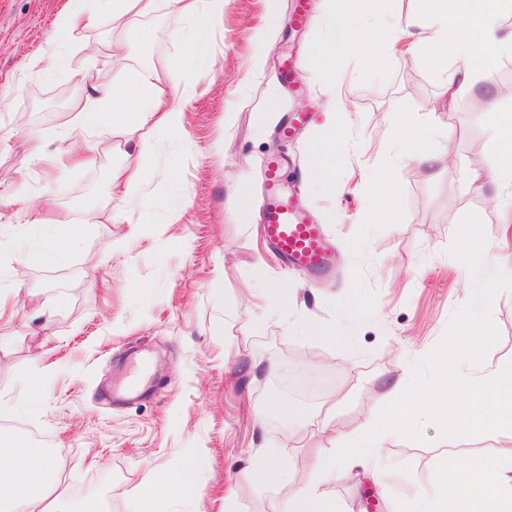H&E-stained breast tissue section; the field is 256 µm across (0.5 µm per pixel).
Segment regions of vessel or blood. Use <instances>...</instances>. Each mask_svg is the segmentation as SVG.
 Wrapping results in <instances>:
<instances>
[{"label": "vessel or blood", "instance_id": "b4317fda", "mask_svg": "<svg viewBox=\"0 0 512 512\" xmlns=\"http://www.w3.org/2000/svg\"><path fill=\"white\" fill-rule=\"evenodd\" d=\"M281 157L265 162V190L262 204L264 234L287 268L309 276L327 274L331 257L322 225L310 222L293 204L279 172Z\"/></svg>", "mask_w": 512, "mask_h": 512}]
</instances>
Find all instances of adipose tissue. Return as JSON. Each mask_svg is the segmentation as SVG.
Here are the masks:
<instances>
[{
	"label": "adipose tissue",
	"mask_w": 512,
	"mask_h": 512,
	"mask_svg": "<svg viewBox=\"0 0 512 512\" xmlns=\"http://www.w3.org/2000/svg\"><path fill=\"white\" fill-rule=\"evenodd\" d=\"M117 26L171 9L181 10L189 20L186 30H170L166 36L185 46L183 62L203 57L209 32L224 18L225 0H100ZM422 16H408L400 28L403 36L425 43L431 67L444 74V92L437 106L445 111L464 88H474L477 76L493 60L512 54V0H422ZM135 52L127 41L113 42L109 60L118 77L111 85L87 83L78 109L94 117L106 130L125 136L122 160L111 170L112 197L129 201L149 175L152 148L164 132L183 126L181 109L170 104V88L156 72L127 68ZM459 67L449 69V58ZM342 98H335L324 113V139L315 149L312 169L320 185L336 166L334 141L337 115L344 112ZM489 121L497 148L470 170L478 192H490L498 206L512 208V114L490 109ZM82 227L45 220L39 237L28 241L26 251L43 261L66 258L78 244ZM340 457L319 461L313 473L291 479L277 463L267 462L258 471L266 482L293 481L294 490L282 512H340L335 499L323 488L324 474L336 472L339 462H374L381 455L373 423L339 436ZM201 458L194 457L172 472L153 474L128 492L133 512H157L161 499L193 498L199 493L197 473ZM440 482L423 495L427 512H512V455L481 463L446 454L437 461ZM0 512H72L70 496L61 488L58 471L49 455L30 441L0 448Z\"/></svg>",
	"instance_id": "adipose-tissue-1"
}]
</instances>
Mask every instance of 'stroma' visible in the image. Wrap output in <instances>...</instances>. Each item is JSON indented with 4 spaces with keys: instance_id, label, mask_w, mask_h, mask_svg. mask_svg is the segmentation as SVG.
I'll return each mask as SVG.
<instances>
[{
    "instance_id": "1",
    "label": "stroma",
    "mask_w": 512,
    "mask_h": 512,
    "mask_svg": "<svg viewBox=\"0 0 512 512\" xmlns=\"http://www.w3.org/2000/svg\"><path fill=\"white\" fill-rule=\"evenodd\" d=\"M69 0H0V226L55 217L84 227L77 248L59 263L0 253V278L21 285L15 317L0 327V443L24 437L46 448L73 503L127 512L128 491L149 474L200 454L198 497L163 503L162 512H280L292 484L264 483L251 469L268 448H288L295 474L335 454V436L376 420L391 382L444 337L453 313L471 296L466 267L448 249L461 218L485 227L486 268L512 274L504 214L474 193L465 173L491 155L484 89L502 90L512 110V55L480 76L481 91H461L424 130L425 148L448 158L438 177L398 152V116L426 114L442 79L423 47L396 39L392 23L414 0H389L385 15L364 24L385 41L381 56H346L341 87L347 111L338 129L341 161L331 186L305 169L318 139L326 87L304 61L347 32L306 0L312 21L298 26L291 0H278L268 29L264 0H226L209 55L170 70L184 48L148 45L131 67L155 68L177 88L184 129L158 139L150 179L134 210L116 207L110 157L58 171L48 154L67 150L76 133L91 146L121 133L79 125L83 89L77 72L111 81L106 42L112 22L69 30L60 23ZM269 30L262 73L251 68L253 36ZM55 48L50 76H27L25 62ZM287 157L284 183L312 222L324 225L335 252V279L280 267L260 237L264 163ZM380 170L396 190L392 223L366 221L365 171ZM499 341L483 362L512 360V291L494 300ZM336 330L347 346L324 336ZM151 364V394L109 399L115 378L132 374L129 348ZM37 379L30 393L27 379ZM285 402L289 413H276ZM262 408L253 419L249 407ZM423 441L380 437V472L347 466L327 483L344 512H418V494L440 481L448 451L478 461L512 453L508 431L443 439L435 425Z\"/></svg>"
}]
</instances>
